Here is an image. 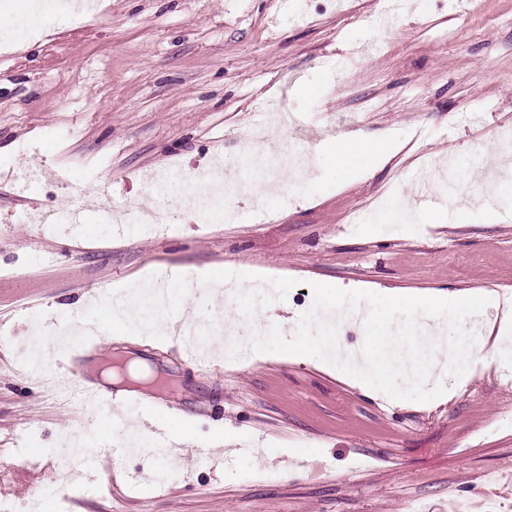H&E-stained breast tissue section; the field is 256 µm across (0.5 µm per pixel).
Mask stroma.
<instances>
[{"instance_id": "obj_1", "label": "stroma", "mask_w": 512, "mask_h": 512, "mask_svg": "<svg viewBox=\"0 0 512 512\" xmlns=\"http://www.w3.org/2000/svg\"><path fill=\"white\" fill-rule=\"evenodd\" d=\"M95 30L56 24L40 0H13L0 27V512H512V384L475 367L451 402L393 407L285 354L242 359L206 373L181 346L145 333L106 339L100 357L133 354L173 379L183 398L216 392L206 420L176 416L182 440L227 434L262 458L217 455L176 470L151 455L123 460L144 472L110 497V472L89 463L72 484L53 475L70 462L60 441L76 425L49 391L30 385L31 338L62 349L55 322L108 312L100 286L135 295L149 272L219 270L296 282L265 317L296 327L313 303L311 283L397 296L512 289V188L492 191L500 221L481 206L459 224L408 210L420 168L444 151L512 165L492 140L512 126V0H102ZM394 7L392 25L377 24ZM58 42L48 55V41ZM294 124L278 127L270 104ZM390 133L398 150L382 166L351 154L315 164L294 182L287 163L310 140L345 131ZM226 172L265 183L267 198L226 195L196 223L158 233L120 207L190 187L213 158ZM175 167L154 196L143 172ZM105 195L120 214L99 218ZM87 203L81 224H39L31 204L66 214ZM360 209V223L349 213ZM172 308L244 316L211 287L178 294ZM40 448L30 459L28 448Z\"/></svg>"}]
</instances>
